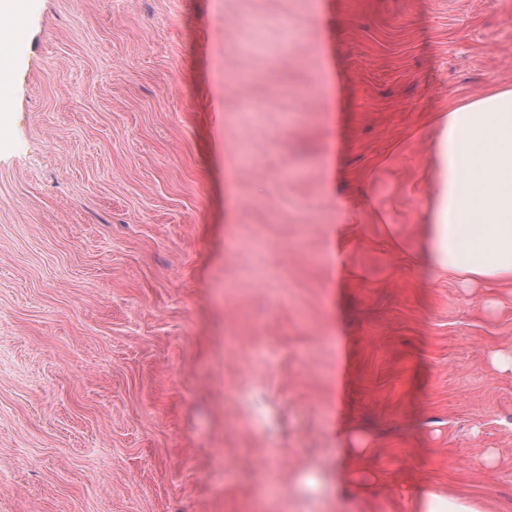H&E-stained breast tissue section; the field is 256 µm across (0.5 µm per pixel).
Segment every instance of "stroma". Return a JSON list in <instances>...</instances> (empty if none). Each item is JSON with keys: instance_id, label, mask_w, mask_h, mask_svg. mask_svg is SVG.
Wrapping results in <instances>:
<instances>
[{"instance_id": "stroma-1", "label": "stroma", "mask_w": 512, "mask_h": 512, "mask_svg": "<svg viewBox=\"0 0 512 512\" xmlns=\"http://www.w3.org/2000/svg\"><path fill=\"white\" fill-rule=\"evenodd\" d=\"M0 53V512H512V290L381 242L512 0H30ZM347 268L330 266L341 202ZM413 512H490V508L477 500L463 498L448 491L428 490L412 503Z\"/></svg>"}]
</instances>
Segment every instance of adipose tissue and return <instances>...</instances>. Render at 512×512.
<instances>
[{
    "label": "adipose tissue",
    "mask_w": 512,
    "mask_h": 512,
    "mask_svg": "<svg viewBox=\"0 0 512 512\" xmlns=\"http://www.w3.org/2000/svg\"><path fill=\"white\" fill-rule=\"evenodd\" d=\"M431 185L414 243L430 278L462 275L512 285V87L493 86L433 117ZM413 512H490L477 500L428 490Z\"/></svg>",
    "instance_id": "1"
}]
</instances>
